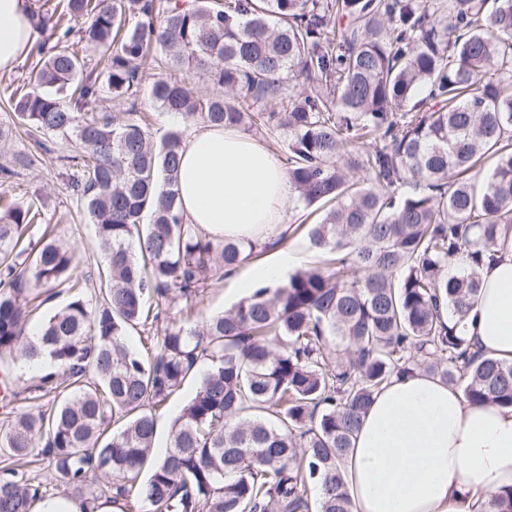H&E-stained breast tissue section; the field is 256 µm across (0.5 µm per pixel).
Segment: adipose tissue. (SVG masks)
Returning <instances> with one entry per match:
<instances>
[{"label":"adipose tissue","mask_w":512,"mask_h":512,"mask_svg":"<svg viewBox=\"0 0 512 512\" xmlns=\"http://www.w3.org/2000/svg\"><path fill=\"white\" fill-rule=\"evenodd\" d=\"M33 0H0V72L38 34ZM179 199L210 237L262 243L287 236L293 188L277 157L221 126L186 138ZM480 291L459 333L474 349L512 359V242L479 268ZM352 512H480L512 486V406L473 405L439 378H392L375 393L345 460Z\"/></svg>","instance_id":"adipose-tissue-1"}]
</instances>
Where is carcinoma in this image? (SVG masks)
<instances>
[{
	"label": "carcinoma",
	"instance_id": "1",
	"mask_svg": "<svg viewBox=\"0 0 512 512\" xmlns=\"http://www.w3.org/2000/svg\"><path fill=\"white\" fill-rule=\"evenodd\" d=\"M39 25L50 37L5 101L35 154L76 138L59 159L101 262L86 298L75 252L29 240L42 206L0 205V360L50 365L24 412L0 363V512L46 497L21 461L84 512L98 477L130 512H350L342 460L392 377L425 370L473 404H512V361L471 350L441 312L463 320L512 229V0H64ZM74 36L104 50L101 69ZM149 62L166 68L151 88L164 111L286 135L295 203L322 209L307 236L324 265L193 321L213 277L266 247L184 223L180 127L158 138L136 112L96 111L105 92L135 100ZM185 67L217 89L184 86ZM462 251L469 271L448 275ZM40 287L76 293L33 336ZM154 298L185 319L144 353L127 336L158 325ZM194 376L156 456L159 412ZM484 512H512V489Z\"/></svg>",
	"mask_w": 512,
	"mask_h": 512
}]
</instances>
